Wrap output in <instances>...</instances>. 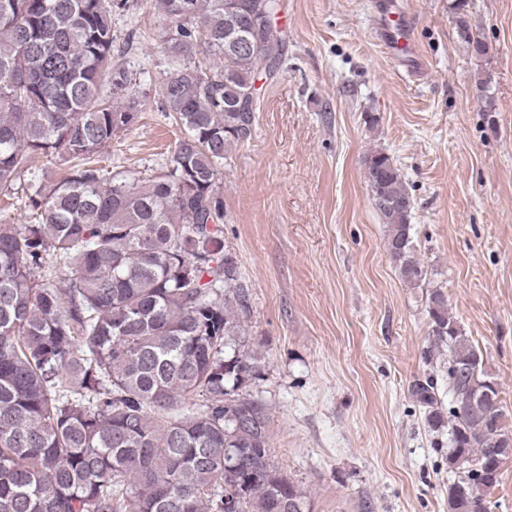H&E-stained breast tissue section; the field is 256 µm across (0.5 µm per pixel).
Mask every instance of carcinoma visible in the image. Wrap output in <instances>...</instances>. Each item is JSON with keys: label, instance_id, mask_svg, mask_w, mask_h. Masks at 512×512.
<instances>
[{"label": "carcinoma", "instance_id": "cac0c4a2", "mask_svg": "<svg viewBox=\"0 0 512 512\" xmlns=\"http://www.w3.org/2000/svg\"><path fill=\"white\" fill-rule=\"evenodd\" d=\"M263 1L278 11L279 0H156L171 27L159 34L172 71L162 108L184 133L160 168L118 179L99 157L139 112L112 17L138 0H0V191H23L27 220L0 219V512H224L226 494L239 512H308L273 460L267 405L246 396L264 357L224 249L218 182L251 134L255 79L288 56V42H264ZM231 10L252 47L225 41ZM452 10L458 40L486 55L467 0ZM197 47L219 64H197ZM36 155L66 175L17 189ZM364 166L387 251L417 287L412 196L387 154ZM428 314L434 346L448 347L449 408L431 377L410 393L430 428H448V501L487 512L512 425L442 290Z\"/></svg>", "mask_w": 512, "mask_h": 512}]
</instances>
